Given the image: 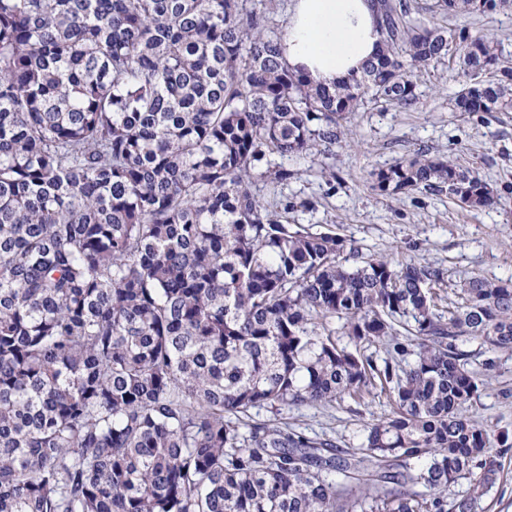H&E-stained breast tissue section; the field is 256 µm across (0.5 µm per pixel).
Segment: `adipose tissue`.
Here are the masks:
<instances>
[{"label": "adipose tissue", "mask_w": 512, "mask_h": 512, "mask_svg": "<svg viewBox=\"0 0 512 512\" xmlns=\"http://www.w3.org/2000/svg\"><path fill=\"white\" fill-rule=\"evenodd\" d=\"M382 46L376 0H291L278 44L285 68L327 87L358 78Z\"/></svg>", "instance_id": "1"}]
</instances>
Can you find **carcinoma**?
<instances>
[{
	"label": "carcinoma",
	"instance_id": "1",
	"mask_svg": "<svg viewBox=\"0 0 512 512\" xmlns=\"http://www.w3.org/2000/svg\"><path fill=\"white\" fill-rule=\"evenodd\" d=\"M496 11L381 0L382 50L331 90L251 0H0V512H480L512 431L465 414L458 341L512 351V284L470 277L444 315L440 269L281 223L253 172L288 181L269 156L330 152L446 59L455 111L512 112L501 45L462 26ZM369 177L498 201L421 148ZM374 390L393 408L351 450L280 425Z\"/></svg>",
	"mask_w": 512,
	"mask_h": 512
}]
</instances>
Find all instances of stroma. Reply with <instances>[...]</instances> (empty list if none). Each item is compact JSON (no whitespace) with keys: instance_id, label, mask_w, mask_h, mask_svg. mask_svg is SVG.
Segmentation results:
<instances>
[{"instance_id":"35a3bbf8","label":"stroma","mask_w":512,"mask_h":512,"mask_svg":"<svg viewBox=\"0 0 512 512\" xmlns=\"http://www.w3.org/2000/svg\"><path fill=\"white\" fill-rule=\"evenodd\" d=\"M464 76L449 77L440 65L419 73V100L409 109L366 104L353 114L349 145L325 156L285 159L297 176L275 187L258 183L266 201L293 203L289 223L312 232L336 231L363 256H388L398 263H425L443 272L435 285L439 312L459 301L461 281L479 276L512 281V112H455L451 99ZM456 159L497 188V204L483 210L460 207L447 194L415 192L382 196L370 186L372 170L386 168L416 149ZM469 366L488 376L489 385L470 410L484 429H512V353L494 351L479 340L461 345ZM391 410L387 395L350 409L301 406L285 410L289 427L310 437L335 439L343 448L361 441L363 421Z\"/></svg>"}]
</instances>
